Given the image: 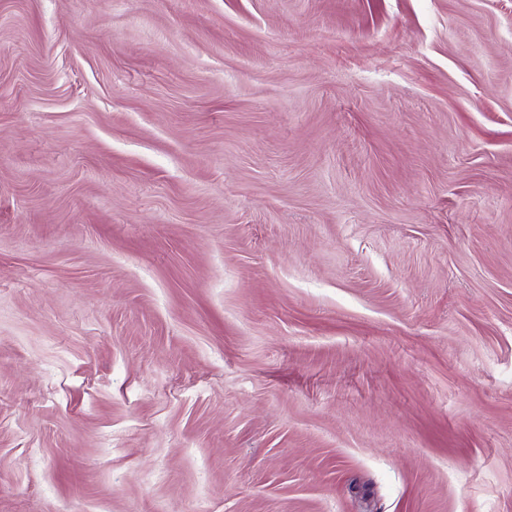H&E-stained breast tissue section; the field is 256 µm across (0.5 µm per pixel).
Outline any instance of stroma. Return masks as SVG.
Masks as SVG:
<instances>
[{"instance_id": "obj_1", "label": "stroma", "mask_w": 512, "mask_h": 512, "mask_svg": "<svg viewBox=\"0 0 512 512\" xmlns=\"http://www.w3.org/2000/svg\"><path fill=\"white\" fill-rule=\"evenodd\" d=\"M0 512H512V0H0Z\"/></svg>"}]
</instances>
